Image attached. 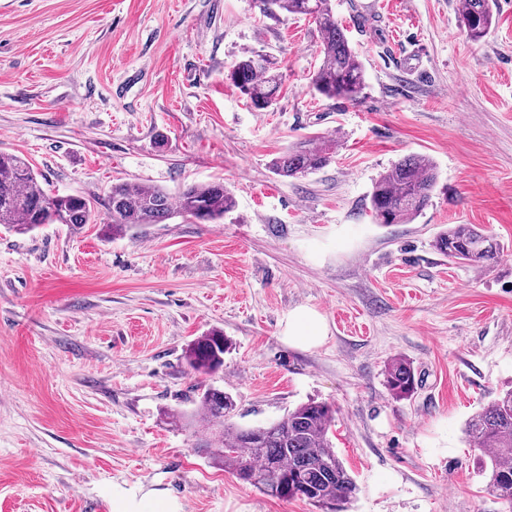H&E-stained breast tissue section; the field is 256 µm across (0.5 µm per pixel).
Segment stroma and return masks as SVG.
I'll return each instance as SVG.
<instances>
[{
  "label": "stroma",
  "mask_w": 512,
  "mask_h": 512,
  "mask_svg": "<svg viewBox=\"0 0 512 512\" xmlns=\"http://www.w3.org/2000/svg\"><path fill=\"white\" fill-rule=\"evenodd\" d=\"M332 4L365 67L356 103L312 90L321 37L306 16L275 22L249 0H0V152L97 215L0 225V512L149 492L179 512H319L213 465L206 426L173 422L203 381L232 396L239 427L333 405L330 439L358 487L344 512H512L485 493L486 456L464 434L512 388V0L477 42L459 0ZM246 50L282 76L264 112L225 77ZM307 135L332 145L331 164L276 175ZM416 155L439 173L429 205L375 223V181ZM211 181L236 200L221 223L100 227L112 184ZM450 224L502 256L449 260L435 239ZM299 306L325 318L320 347L283 341ZM214 329L229 350L205 378L185 354ZM396 358L418 378L407 399L386 385Z\"/></svg>",
  "instance_id": "35a3bbf8"
}]
</instances>
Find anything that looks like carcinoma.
<instances>
[{
	"label": "carcinoma",
	"instance_id": "obj_1",
	"mask_svg": "<svg viewBox=\"0 0 512 512\" xmlns=\"http://www.w3.org/2000/svg\"><path fill=\"white\" fill-rule=\"evenodd\" d=\"M494 0H460L459 22L467 37L482 39L494 22ZM261 16L278 20L283 15L312 18L321 34L322 60L311 79L312 89L328 99L356 102L365 89V69L336 19L332 0H252ZM227 79L257 111L276 104L280 74L267 54L244 51L231 64ZM333 149L317 137L288 147L272 162L274 173L298 178L317 172L332 161ZM438 173L424 156L405 158L387 169L375 182L371 212L379 224L406 223L420 214L431 200ZM235 200L221 183H192L173 197L165 190L132 183H116L108 196L106 233L160 224L174 214L215 223L233 211ZM96 222L94 203L78 195H50L30 164L23 158L0 152V225L24 234L43 224L79 226ZM436 248L450 259L485 267L498 260L503 246L472 224H453L436 239ZM227 340L213 329L199 337L186 352L188 365L203 375L224 366ZM387 385L399 398L411 395L416 375L411 364L393 359L386 368ZM233 400L223 390L208 386L198 395L193 416L212 428L207 444L213 464L228 469L237 479L261 493L280 500L302 499L322 512H336L349 502L357 485L330 440L336 409L308 401L265 426L240 428L225 417ZM468 441L489 452L485 491L512 503V390L500 393L465 425Z\"/></svg>",
	"mask_w": 512,
	"mask_h": 512
}]
</instances>
